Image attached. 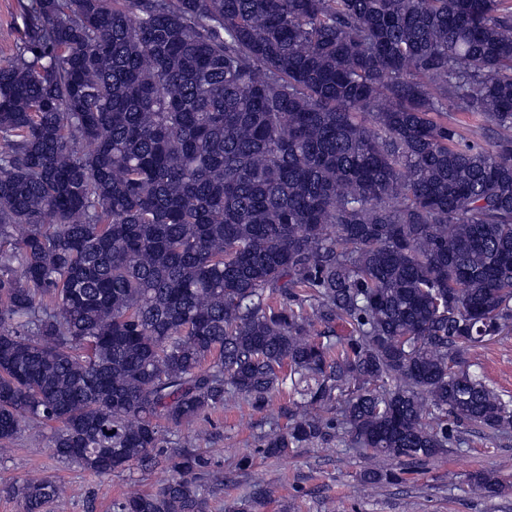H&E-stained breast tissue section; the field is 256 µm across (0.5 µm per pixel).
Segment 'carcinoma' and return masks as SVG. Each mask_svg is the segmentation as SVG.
Wrapping results in <instances>:
<instances>
[{"mask_svg": "<svg viewBox=\"0 0 512 512\" xmlns=\"http://www.w3.org/2000/svg\"><path fill=\"white\" fill-rule=\"evenodd\" d=\"M0 63V457L160 468L112 512H204L170 436L292 395L262 453L363 452L368 492L512 401V0H28ZM500 496L494 470L467 475ZM45 512L61 483L8 484ZM462 358L497 393L505 399L512 398V331L467 348Z\"/></svg>", "mask_w": 512, "mask_h": 512, "instance_id": "1", "label": "carcinoma"}]
</instances>
